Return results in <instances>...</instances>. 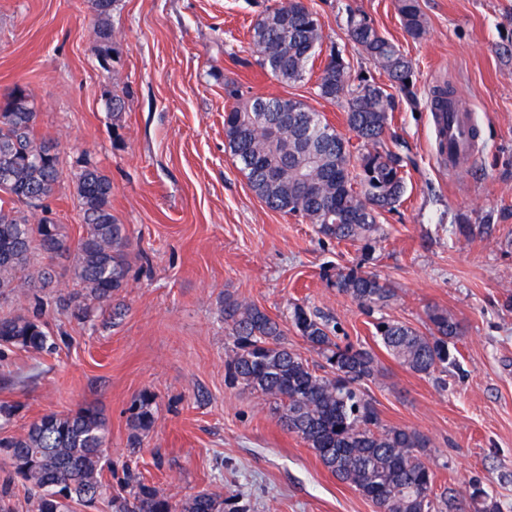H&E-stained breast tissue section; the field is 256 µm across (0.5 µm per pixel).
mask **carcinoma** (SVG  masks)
I'll use <instances>...</instances> for the list:
<instances>
[{
    "mask_svg": "<svg viewBox=\"0 0 512 512\" xmlns=\"http://www.w3.org/2000/svg\"><path fill=\"white\" fill-rule=\"evenodd\" d=\"M120 0H92L98 20L94 53L111 60L112 31L108 21ZM405 32L418 39L425 33L418 0H399ZM348 37L374 61L390 81L409 90L413 65L400 49L363 16H350ZM253 60L280 83L304 79L309 62L321 51L316 14L303 0H286L266 9L251 30ZM348 63L330 51L316 86L327 101L346 98V124L357 143L344 136L303 101L277 96H245L242 85L227 80L231 105L224 110V140L252 192L270 209L299 215L317 232L337 242H361L372 251L378 243L377 219L392 211L406 191L402 158L380 148L392 108L383 87L366 80L348 87ZM434 108L457 104L454 90L433 91ZM37 112L26 90L15 87L0 102V298L20 288H48L53 263L71 260L70 272L80 290L66 306L76 317L92 321L126 288L130 239L112 213V181L95 164L83 160L75 175V194L84 234L71 246L61 225L39 218L29 222L16 207L22 198L38 203L51 198L61 181L59 154L43 153L47 139L36 140ZM312 141L318 162L308 167L313 191L297 189L300 168L307 167L304 142ZM336 288L370 313L395 297L390 283L362 266L336 269ZM42 298L0 318V346L43 351L55 339L41 319ZM224 323L230 327L232 355L225 361V382L243 385L274 400L278 423L297 435L338 480L356 488L378 512H454L448 489L435 491V473L427 461L428 438L416 431L381 423L363 385L379 373L377 356L338 342L337 327L319 313L294 307L295 330L321 355L309 364L288 346L282 324L254 304L224 298ZM428 333L397 320L373 323L386 353L416 374L448 370L455 362L449 344L463 335V326L448 310H427ZM153 398L140 397L128 419L129 456L137 454L153 429ZM108 426L93 406L52 413L32 422L22 434L0 437V457L28 488L31 512H70V504L92 507L108 499L111 512H242L238 496L204 490L172 500L144 481L129 463L122 465L119 489L104 480L112 468L107 457ZM11 482L0 484V512H15Z\"/></svg>",
    "mask_w": 512,
    "mask_h": 512,
    "instance_id": "cac0c4a2",
    "label": "carcinoma"
}]
</instances>
